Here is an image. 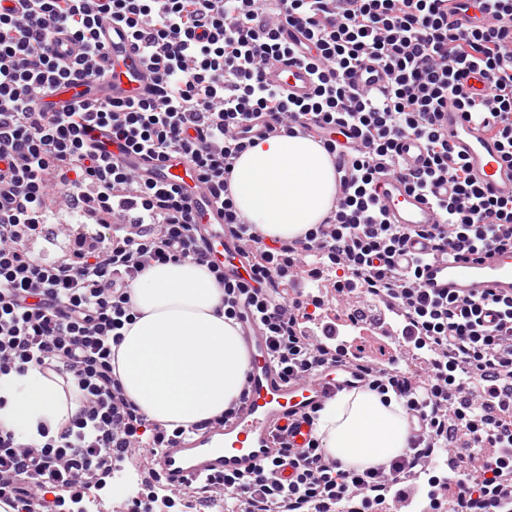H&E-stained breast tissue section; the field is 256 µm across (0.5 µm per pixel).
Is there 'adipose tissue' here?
<instances>
[{
  "label": "adipose tissue",
  "mask_w": 512,
  "mask_h": 512,
  "mask_svg": "<svg viewBox=\"0 0 512 512\" xmlns=\"http://www.w3.org/2000/svg\"><path fill=\"white\" fill-rule=\"evenodd\" d=\"M232 192L242 218L266 239H297L330 209L336 173L319 143L283 136L242 154ZM223 296L213 276L188 260L152 266L134 284L139 316L116 358L125 394L149 421L187 427L219 417L238 398L249 357L224 319ZM77 409L37 368L0 375V426L24 441H40L43 425L57 432ZM403 413L390 392L339 394L320 411L316 432L344 466L363 469L405 452Z\"/></svg>",
  "instance_id": "1"
}]
</instances>
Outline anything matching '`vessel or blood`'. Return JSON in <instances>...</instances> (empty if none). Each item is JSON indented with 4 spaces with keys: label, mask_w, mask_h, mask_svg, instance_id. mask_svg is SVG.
<instances>
[{
    "label": "vessel or blood",
    "mask_w": 512,
    "mask_h": 512,
    "mask_svg": "<svg viewBox=\"0 0 512 512\" xmlns=\"http://www.w3.org/2000/svg\"><path fill=\"white\" fill-rule=\"evenodd\" d=\"M97 37L111 65L97 80L80 86L62 85L40 105L58 110L80 100L95 103L104 98L128 100L148 93L152 76L125 29L101 22ZM265 80L295 99L309 96L314 77L301 65L280 64L269 69ZM439 121L448 128V144L454 156L465 160L472 180L501 199H512V164L506 162L501 146L477 122L466 120L461 112L448 109ZM348 132L343 128L326 130L325 136L337 144L331 163L335 171L348 164ZM401 156L409 168H419L425 157L422 140L411 137L401 143ZM124 163L138 175L160 185H175L191 201L200 233L223 252L224 275L234 278L244 273L246 259L235 237L224 231V210L217 198L204 190L189 158L180 152L160 160L125 152ZM378 193L387 207L390 223L433 224L437 215L430 197L412 192L404 180H380ZM421 284L433 294L459 298L478 297L486 292L512 297V252L502 251L481 261H462L445 255L430 256L421 269ZM237 323L249 353L246 397L237 413L221 424L159 449L157 463L166 488L176 490L196 478L222 474H249L274 456L279 442L289 447H307L314 430L306 415L313 407L340 392H356L363 385L361 373L336 363L312 376L282 380L268 355V341L261 325L250 314L248 302H241Z\"/></svg>",
    "instance_id": "obj_1"
}]
</instances>
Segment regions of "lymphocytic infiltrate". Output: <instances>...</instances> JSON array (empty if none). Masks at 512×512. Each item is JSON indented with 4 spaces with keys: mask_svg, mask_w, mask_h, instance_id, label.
Returning <instances> with one entry per match:
<instances>
[{
    "mask_svg": "<svg viewBox=\"0 0 512 512\" xmlns=\"http://www.w3.org/2000/svg\"><path fill=\"white\" fill-rule=\"evenodd\" d=\"M477 24L456 21L448 0H14L0 7V375L38 368L75 383L80 408L57 435L20 441L0 427V496L7 512H74L92 483L143 448L186 435L167 429L126 397L116 346L138 313L135 281L151 266L190 260L224 290V316L236 320L248 300L269 339V356L285 378L335 363V345L315 339L304 312L282 289L314 257L343 281L378 297L400 319L406 343L426 357L424 381L357 357L368 389L393 391L404 410L422 413L427 431L405 453L366 469L345 468L319 440L276 457L248 475L185 486L184 500L223 491L225 512H328L358 497L369 501L391 482L412 485L429 473L435 449L457 428L489 456H459V493L449 512H512V297L438 298L421 287L423 257L398 258L412 236L435 252L464 259L512 251V200L476 186L452 156L444 109L478 118L512 162V0H464ZM123 24L153 75L150 92L133 103L76 102L49 112L38 97L57 85L101 74L100 20ZM306 38L296 51L287 28ZM78 51L54 49L58 36ZM316 74L312 96L290 100L264 74L291 55ZM377 64L384 84L359 85L358 70ZM489 82L474 95L468 80ZM276 137L349 128L362 145L349 161L343 192L304 237L265 241L239 214L231 191L238 158L258 143L254 127ZM197 137H190V130ZM118 150L161 158L188 156L202 184L224 207V222L250 256L245 278L230 280L195 232L189 203L176 187L144 181L107 153L98 132ZM426 145L418 170L401 160L402 139ZM403 177L411 190L447 184L435 198L436 224L387 223L377 194L381 177ZM77 191L92 185L111 231L86 249L51 262L25 241L47 221L51 181ZM494 311L496 326L482 315ZM294 470L281 481L283 466Z\"/></svg>",
    "mask_w": 512,
    "mask_h": 512,
    "instance_id": "obj_1",
    "label": "lymphocytic infiltrate"
}]
</instances>
